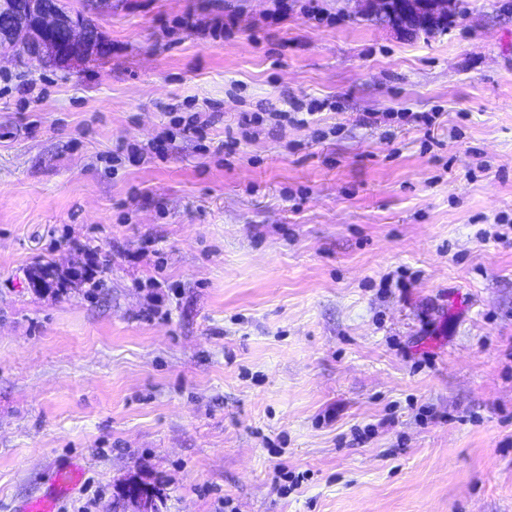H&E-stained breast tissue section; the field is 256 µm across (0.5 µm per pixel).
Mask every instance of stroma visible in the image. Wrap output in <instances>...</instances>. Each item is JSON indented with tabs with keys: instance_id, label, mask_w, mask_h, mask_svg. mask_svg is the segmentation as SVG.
I'll return each mask as SVG.
<instances>
[{
	"instance_id": "stroma-1",
	"label": "stroma",
	"mask_w": 512,
	"mask_h": 512,
	"mask_svg": "<svg viewBox=\"0 0 512 512\" xmlns=\"http://www.w3.org/2000/svg\"><path fill=\"white\" fill-rule=\"evenodd\" d=\"M277 2L112 0L106 55L0 51V512L73 462L56 512L133 480L160 512H512V0L414 37Z\"/></svg>"
}]
</instances>
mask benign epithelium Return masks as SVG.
<instances>
[{
	"mask_svg": "<svg viewBox=\"0 0 512 512\" xmlns=\"http://www.w3.org/2000/svg\"><path fill=\"white\" fill-rule=\"evenodd\" d=\"M112 0H85V13L67 9L63 0H0V12L14 15L0 28V48L16 45L30 59L70 64L99 50V37L92 34L83 17L102 13ZM367 7L394 18L401 33L427 31L448 19V0H364Z\"/></svg>",
	"mask_w": 512,
	"mask_h": 512,
	"instance_id": "benign-epithelium-1",
	"label": "benign epithelium"
}]
</instances>
